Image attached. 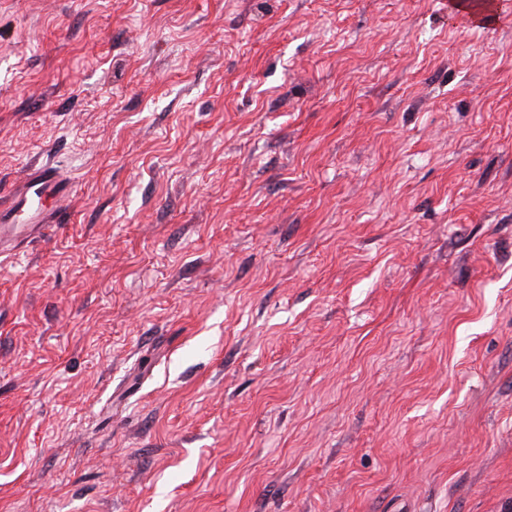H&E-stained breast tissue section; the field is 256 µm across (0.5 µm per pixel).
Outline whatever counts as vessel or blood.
<instances>
[{"label":"vessel or blood","instance_id":"vessel-or-blood-1","mask_svg":"<svg viewBox=\"0 0 512 512\" xmlns=\"http://www.w3.org/2000/svg\"><path fill=\"white\" fill-rule=\"evenodd\" d=\"M71 186L66 175L46 165L26 167L16 183L8 204H0V253L15 254L27 239L42 235L47 224L56 222L57 213L39 209L42 195L66 198Z\"/></svg>","mask_w":512,"mask_h":512}]
</instances>
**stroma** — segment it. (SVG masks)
<instances>
[{
	"instance_id": "35a3bbf8",
	"label": "stroma",
	"mask_w": 512,
	"mask_h": 512,
	"mask_svg": "<svg viewBox=\"0 0 512 512\" xmlns=\"http://www.w3.org/2000/svg\"><path fill=\"white\" fill-rule=\"evenodd\" d=\"M0 512H512V19L0 0ZM68 177L53 167L31 165L15 183L8 204L0 203V253L16 255L18 246L29 238L42 235L47 224L57 221L56 212L40 210L38 203L43 194L66 198L71 186Z\"/></svg>"
}]
</instances>
